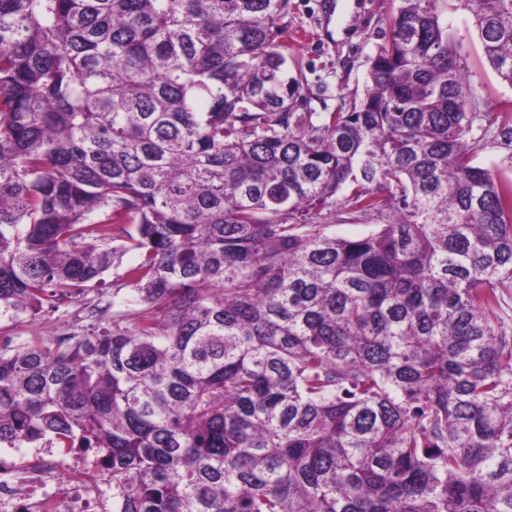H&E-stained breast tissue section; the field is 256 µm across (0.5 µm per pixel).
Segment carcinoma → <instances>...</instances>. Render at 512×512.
Wrapping results in <instances>:
<instances>
[{"instance_id":"carcinoma-1","label":"carcinoma","mask_w":512,"mask_h":512,"mask_svg":"<svg viewBox=\"0 0 512 512\" xmlns=\"http://www.w3.org/2000/svg\"><path fill=\"white\" fill-rule=\"evenodd\" d=\"M397 2L316 125L288 0H0V319L131 250L154 310L7 337L0 443L103 457L112 512H512V181L448 0ZM460 2L511 86L512 0ZM497 124H500L499 129H496L497 126H494L487 132H485V122H483V129H480L477 124L474 125L473 136L481 139V141L474 153L473 162L481 167L490 169L505 179H512V163H510L512 161L510 160V156H512V143L509 142L508 144L499 135L504 121L499 118ZM338 211L333 221L324 226L323 232L329 236L357 238L366 236L377 230V224L387 223V214L362 215L353 212L344 205V201H339ZM498 297V303L490 312V317L510 333L512 329V288L500 289Z\"/></svg>"}]
</instances>
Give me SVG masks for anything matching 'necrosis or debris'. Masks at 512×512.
<instances>
[{
	"label": "necrosis or debris",
	"mask_w": 512,
	"mask_h": 512,
	"mask_svg": "<svg viewBox=\"0 0 512 512\" xmlns=\"http://www.w3.org/2000/svg\"><path fill=\"white\" fill-rule=\"evenodd\" d=\"M0 512H112V471L80 448H0Z\"/></svg>",
	"instance_id": "4bbe7bcc"
}]
</instances>
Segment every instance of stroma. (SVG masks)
<instances>
[{
  "mask_svg": "<svg viewBox=\"0 0 512 512\" xmlns=\"http://www.w3.org/2000/svg\"><path fill=\"white\" fill-rule=\"evenodd\" d=\"M396 4L397 0H289L284 40L301 72L303 99L299 111H335L342 99L364 89L368 58L388 37L385 19ZM448 35L470 76L473 109L494 114L503 103L512 102V86L502 83L487 63L473 20L458 0H448ZM473 135L479 140L474 163L512 179V143L506 142L495 128H477ZM386 221V215H362L342 205L323 232L357 238L376 231ZM136 259V252H127L121 265L104 273L102 285L59 309L18 322L1 321L0 335L24 338L44 336L62 326L85 331L111 326V313L93 318L88 307L112 303L123 310H137L123 277L125 266Z\"/></svg>",
  "mask_w": 512,
  "mask_h": 512,
  "instance_id": "obj_1",
  "label": "stroma"
}]
</instances>
